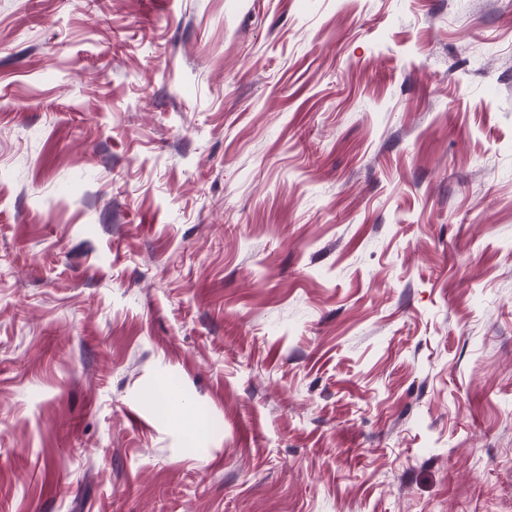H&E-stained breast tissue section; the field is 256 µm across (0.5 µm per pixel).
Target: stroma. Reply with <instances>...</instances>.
<instances>
[{
	"label": "stroma",
	"mask_w": 512,
	"mask_h": 512,
	"mask_svg": "<svg viewBox=\"0 0 512 512\" xmlns=\"http://www.w3.org/2000/svg\"><path fill=\"white\" fill-rule=\"evenodd\" d=\"M0 512H512V0H0Z\"/></svg>",
	"instance_id": "35a3bbf8"
}]
</instances>
